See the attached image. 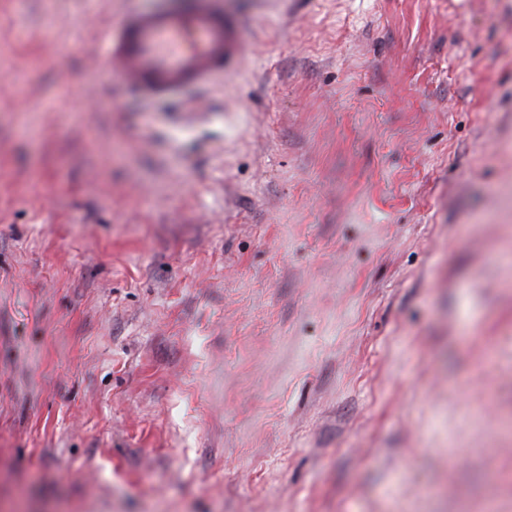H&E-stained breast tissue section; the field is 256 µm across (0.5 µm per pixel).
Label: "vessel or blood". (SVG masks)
Returning <instances> with one entry per match:
<instances>
[{"mask_svg":"<svg viewBox=\"0 0 512 512\" xmlns=\"http://www.w3.org/2000/svg\"><path fill=\"white\" fill-rule=\"evenodd\" d=\"M104 39L110 73L153 97L223 76L227 60L245 50L218 0L126 14Z\"/></svg>","mask_w":512,"mask_h":512,"instance_id":"1","label":"vessel or blood"}]
</instances>
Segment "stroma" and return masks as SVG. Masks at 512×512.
I'll return each mask as SVG.
<instances>
[{"label":"stroma","instance_id":"obj_1","mask_svg":"<svg viewBox=\"0 0 512 512\" xmlns=\"http://www.w3.org/2000/svg\"><path fill=\"white\" fill-rule=\"evenodd\" d=\"M159 2L0 0V512H512V0ZM186 1L132 12L111 25L104 36L111 75L153 97L224 77L225 63L240 56L245 43L237 40L219 0Z\"/></svg>","mask_w":512,"mask_h":512}]
</instances>
